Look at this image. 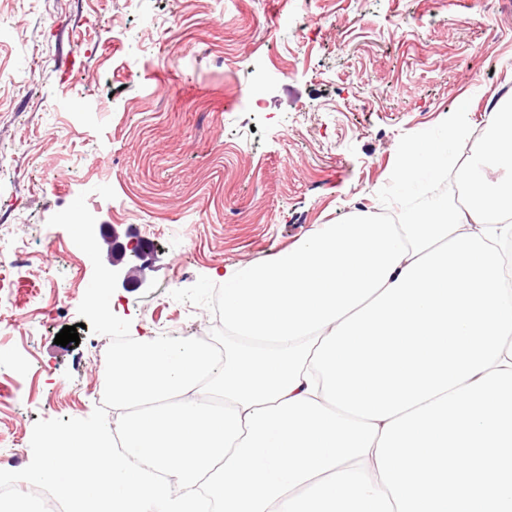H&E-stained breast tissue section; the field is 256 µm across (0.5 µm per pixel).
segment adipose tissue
Masks as SVG:
<instances>
[{"label":"adipose tissue","instance_id":"ef3b65f1","mask_svg":"<svg viewBox=\"0 0 512 512\" xmlns=\"http://www.w3.org/2000/svg\"><path fill=\"white\" fill-rule=\"evenodd\" d=\"M459 129L402 152L439 176ZM505 171L495 181L486 170ZM466 201L326 224L224 273L246 347L142 337L110 364L114 426L52 434L28 478L72 512H512V94Z\"/></svg>","mask_w":512,"mask_h":512}]
</instances>
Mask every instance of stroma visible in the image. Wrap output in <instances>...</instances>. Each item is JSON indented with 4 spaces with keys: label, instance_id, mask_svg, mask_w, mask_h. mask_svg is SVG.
<instances>
[{
    "label": "stroma",
    "instance_id": "35a3bbf8",
    "mask_svg": "<svg viewBox=\"0 0 512 512\" xmlns=\"http://www.w3.org/2000/svg\"><path fill=\"white\" fill-rule=\"evenodd\" d=\"M510 89L512 0H0V255L43 283L0 316V483L52 433L110 422L94 349L173 329L226 347L213 271L397 221L432 188L393 194L401 152L449 122L458 204ZM104 224L152 246L105 317L82 298L110 256L75 240Z\"/></svg>",
    "mask_w": 512,
    "mask_h": 512
}]
</instances>
